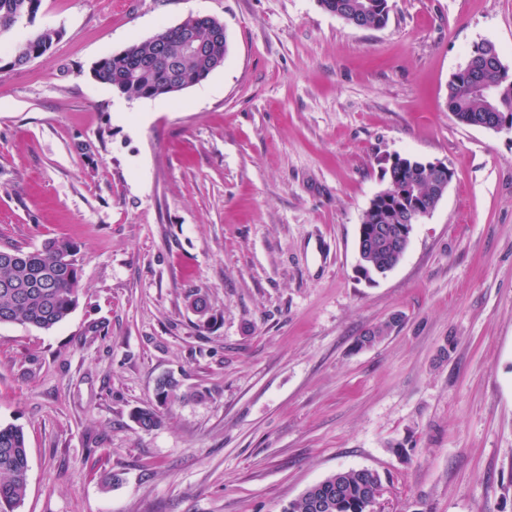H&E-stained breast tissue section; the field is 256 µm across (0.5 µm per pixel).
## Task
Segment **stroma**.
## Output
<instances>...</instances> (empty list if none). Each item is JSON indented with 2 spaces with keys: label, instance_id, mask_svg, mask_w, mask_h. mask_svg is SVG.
<instances>
[{
  "label": "stroma",
  "instance_id": "1",
  "mask_svg": "<svg viewBox=\"0 0 512 512\" xmlns=\"http://www.w3.org/2000/svg\"><path fill=\"white\" fill-rule=\"evenodd\" d=\"M390 4L359 29L318 0H43L0 35V247L70 239L81 283L53 329L0 324L18 512H283L362 468L375 512H512V133L447 102L476 43L512 68V0ZM190 13L228 36L206 81L130 100L93 78ZM41 27L60 39L6 65ZM397 154L454 177L368 280L358 229ZM177 388L178 381L171 375L164 376L157 381L155 389L157 406L140 408L133 414V419L141 429L152 430L162 424L163 415L158 407L165 405Z\"/></svg>",
  "mask_w": 512,
  "mask_h": 512
}]
</instances>
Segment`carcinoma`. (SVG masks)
<instances>
[{"mask_svg": "<svg viewBox=\"0 0 512 512\" xmlns=\"http://www.w3.org/2000/svg\"><path fill=\"white\" fill-rule=\"evenodd\" d=\"M327 12H341L348 18L363 17L366 28H380L389 19V0H318ZM42 0H0V35L9 32L10 20L18 14L35 13ZM59 32L43 28L29 39L22 41L12 58L18 65H25L43 56L54 44ZM155 53L151 40L134 42L124 49V56L113 58L105 55L93 66V75L101 84L129 99L174 95L205 81L213 72L211 65L193 55L178 59L180 82L174 89H167L161 76L151 66L142 62ZM484 79L497 83L498 98L495 111L486 110L483 101L469 88L456 81L448 82V110L464 125L475 121L487 122L492 118L512 121V73L498 66L481 71ZM405 170L388 171L386 186H393L410 179L417 191L434 209L440 202L436 191L434 171L420 159L411 157ZM362 224L370 229L364 247L365 276L373 275L374 268L392 269L401 261L385 241L381 240L369 214L362 216ZM6 250L16 256L14 261L0 259V323L19 322L49 330L62 323L76 307L80 294V276L77 264L65 259L77 254V245L64 238H52L41 248L27 250L20 246H8ZM399 323L394 317L383 325L365 332L358 340L362 348L375 345L384 339ZM178 381L171 375L164 376L156 384L157 405L137 410L133 419L144 430L159 427L163 415L159 407L165 405L177 390ZM29 471L28 448L22 428L0 425V512H17L27 492ZM372 483L368 469L336 472L312 485L283 512H364Z\"/></svg>", "mask_w": 512, "mask_h": 512, "instance_id": "1", "label": "carcinoma"}]
</instances>
